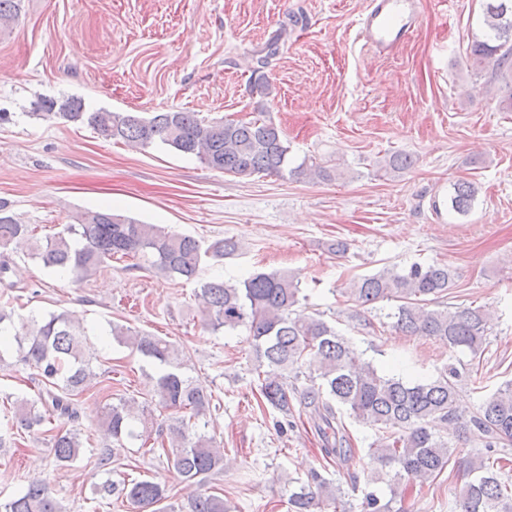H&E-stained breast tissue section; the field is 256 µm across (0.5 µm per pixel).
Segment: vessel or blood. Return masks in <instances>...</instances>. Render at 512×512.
<instances>
[{"mask_svg": "<svg viewBox=\"0 0 512 512\" xmlns=\"http://www.w3.org/2000/svg\"><path fill=\"white\" fill-rule=\"evenodd\" d=\"M421 19V0H369L361 19L364 45L375 54H390L407 42Z\"/></svg>", "mask_w": 512, "mask_h": 512, "instance_id": "obj_1", "label": "vessel or blood"}]
</instances>
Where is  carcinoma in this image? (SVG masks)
<instances>
[{"label": "carcinoma", "mask_w": 512, "mask_h": 512, "mask_svg": "<svg viewBox=\"0 0 512 512\" xmlns=\"http://www.w3.org/2000/svg\"><path fill=\"white\" fill-rule=\"evenodd\" d=\"M21 8L22 0H0V27L7 28ZM484 25L483 38L472 40L467 56L480 70L506 73L512 69V0H487ZM38 109L46 116L85 124L105 139L141 147L159 141L197 156L213 170L242 179L286 171L299 176L307 170L331 178L319 165L288 168L285 134L261 116L205 123L194 112L170 110L144 118L133 112H86L78 98L45 99ZM413 164L412 155L394 153L383 161V168L403 172ZM475 198L474 184L458 181L448 196V207L464 215ZM9 248L26 249L44 267L69 273L77 281L120 255L143 258L148 269L161 278L197 282L205 328L245 329L261 402L285 418L294 404H299L314 420L324 458L331 461L355 453L337 418V411L344 410L374 430V440L365 451L371 480L390 477L392 498L404 501L414 488L423 487L446 470L456 453L457 440L469 433L481 441L486 456L465 461L456 512H512V478L503 476V465L495 458L499 445L512 443V382L482 398L476 410L463 417L457 407V366L450 364L428 379H407L378 370L320 316L296 311L299 288L288 273L255 271L236 284L200 280L204 265L238 251L232 238L215 239L205 246L157 224L101 210L77 214L75 223L64 225L42 244L33 238L28 225L0 205V249ZM454 289L455 273L449 266L414 263L358 277L344 289V295L363 308L380 301L394 303L387 317L393 319L396 331L432 337L449 351L470 356L467 365L476 374L492 315L485 306H439V299ZM109 335L159 367L153 397L166 409L189 413V418L158 426L148 407L133 397L103 406L98 423L112 441L99 447L98 465L110 467L127 441L143 436L149 439L155 432L167 459L186 480L223 470L224 449L215 437L196 431L190 423L210 409L213 396L183 375V350L162 337L114 325ZM13 353L19 362L38 372L45 388L33 399L14 403L12 426L32 432L59 422L50 438L54 458L62 464L75 462L83 442H91L89 436L81 439L80 430L74 428L81 417L79 396L97 378L85 328L65 312L32 314L17 326L13 314L0 308V362ZM303 366L310 371L311 385L300 390L294 380ZM120 490L138 512L167 510L161 506L168 498L167 491L157 482L133 480ZM288 504L291 512H323L329 507L333 512H346L341 488L317 471L291 492ZM0 512L63 510L46 483L33 478L16 496L0 502ZM178 512H229V508L221 496L200 494L188 498Z\"/></svg>", "instance_id": "obj_1"}]
</instances>
